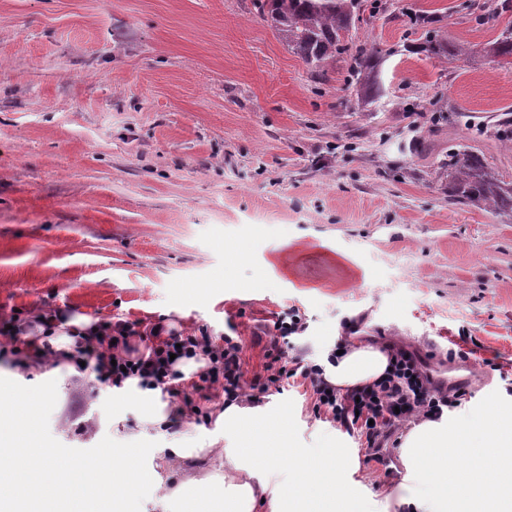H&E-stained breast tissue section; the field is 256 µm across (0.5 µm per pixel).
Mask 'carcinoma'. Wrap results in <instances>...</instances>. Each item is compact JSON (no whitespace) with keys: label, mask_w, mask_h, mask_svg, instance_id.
<instances>
[{"label":"carcinoma","mask_w":512,"mask_h":512,"mask_svg":"<svg viewBox=\"0 0 512 512\" xmlns=\"http://www.w3.org/2000/svg\"><path fill=\"white\" fill-rule=\"evenodd\" d=\"M280 40L307 65L323 72L336 58L349 56V75L367 81L378 51L352 50L345 39L360 20L361 0H252ZM486 55L512 58V27L487 43ZM448 178V201L512 217V180L507 181L484 158L466 146L448 151L441 163Z\"/></svg>","instance_id":"1"}]
</instances>
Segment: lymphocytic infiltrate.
Listing matches in <instances>:
<instances>
[{"instance_id": "obj_1", "label": "lymphocytic infiltrate", "mask_w": 512, "mask_h": 512, "mask_svg": "<svg viewBox=\"0 0 512 512\" xmlns=\"http://www.w3.org/2000/svg\"><path fill=\"white\" fill-rule=\"evenodd\" d=\"M303 329L296 314L274 321L263 371L249 381L242 371L241 344L232 337H225L223 344L216 345L207 334L185 336L164 331L160 326L141 334L126 321L100 326L96 335L80 338L69 359L77 364L95 356L96 379L109 386L120 387L134 381L146 389L164 388L177 399L175 413L181 417L207 416L212 404L228 405L243 398L256 401L270 390L282 389L289 381L303 378L313 388L315 415L330 418L364 437L370 448L379 447L381 440L406 423L441 415L464 397L463 391L451 392L436 382L422 358L402 348L393 352L385 376L362 388L341 392L325 380L322 366L290 361L282 342ZM134 336L143 343L145 354H137L131 345ZM199 353L207 356L210 366L201 377L203 395L197 401L176 386L174 361Z\"/></svg>"}]
</instances>
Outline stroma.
<instances>
[{
    "label": "stroma",
    "mask_w": 512,
    "mask_h": 512,
    "mask_svg": "<svg viewBox=\"0 0 512 512\" xmlns=\"http://www.w3.org/2000/svg\"><path fill=\"white\" fill-rule=\"evenodd\" d=\"M482 5L365 0L348 40L379 52L370 93L345 61L311 71L251 0H0V327L34 338L35 313L52 310L203 329L240 341L249 380L265 328L295 311L305 329L288 353L305 364H324L353 332L436 371L471 349L476 378L449 418L512 412V219L450 204L440 173L465 145L512 179V152L488 135L512 116V64L482 51L512 24V0L493 18ZM429 30L467 58L430 54ZM290 241L310 252L309 287L273 264ZM328 254L351 282L337 285ZM12 349L0 335V377L56 380L49 428L63 445L154 441L141 512H191L189 482L223 491V459L158 466L169 448L235 442L223 410L173 431L152 419L175 408L162 389L104 385L71 363L25 370ZM313 401L299 378L260 404L285 418L290 453L351 454L349 512H397L401 434L382 465Z\"/></svg>",
    "instance_id": "35a3bbf8"
}]
</instances>
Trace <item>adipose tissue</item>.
I'll return each instance as SVG.
<instances>
[{
  "instance_id": "obj_1",
  "label": "adipose tissue",
  "mask_w": 512,
  "mask_h": 512,
  "mask_svg": "<svg viewBox=\"0 0 512 512\" xmlns=\"http://www.w3.org/2000/svg\"><path fill=\"white\" fill-rule=\"evenodd\" d=\"M38 319L48 325L46 342L62 359L71 352L75 333L94 328L81 315L66 319L43 312ZM390 358L386 347L354 338L335 363L325 365L324 377L338 389H357L384 376ZM224 427L244 438L241 446L220 451L224 485L230 491L224 512H256L262 504L268 512H347L338 477L343 453L288 461L283 422L258 406L230 404L224 410ZM479 428L483 442L475 445L466 426L445 416L412 425L400 447L407 472L397 499L403 512H448L452 499L460 503V512H512V488L505 481L512 473V414L488 413ZM490 448L496 451V466L486 470L482 462ZM466 470L481 471L480 480H449V473Z\"/></svg>"
}]
</instances>
